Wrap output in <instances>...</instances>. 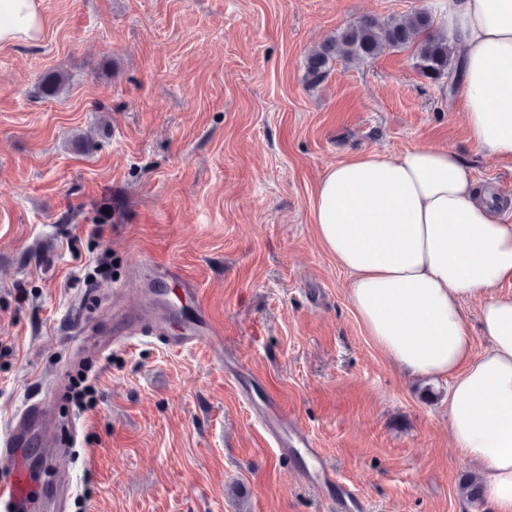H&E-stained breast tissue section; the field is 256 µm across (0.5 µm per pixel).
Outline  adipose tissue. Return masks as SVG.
<instances>
[{"mask_svg":"<svg viewBox=\"0 0 512 512\" xmlns=\"http://www.w3.org/2000/svg\"><path fill=\"white\" fill-rule=\"evenodd\" d=\"M436 26L459 41L455 76L470 141L512 158V0H436ZM39 0H0V46L36 41ZM312 222L351 277L349 300L373 343L409 374L450 381L451 434L512 512V223L453 148L368 152L328 169ZM481 301L476 351L463 312Z\"/></svg>","mask_w":512,"mask_h":512,"instance_id":"ef3b65f1","label":"adipose tissue"}]
</instances>
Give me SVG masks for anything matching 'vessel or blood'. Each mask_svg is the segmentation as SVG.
I'll return each mask as SVG.
<instances>
[{
  "mask_svg": "<svg viewBox=\"0 0 512 512\" xmlns=\"http://www.w3.org/2000/svg\"><path fill=\"white\" fill-rule=\"evenodd\" d=\"M162 273L171 280H181L183 293L193 300L192 313L185 319L177 333H170L164 318L172 303L163 290H156L152 309L139 310L122 318L123 331L96 337L92 345L99 353L135 339L154 338L174 349L209 347L224 342V331L214 322L205 305L203 295L195 288L192 280L184 278L182 272L162 264ZM261 420L267 437L279 455L294 457L296 451H303L310 465L302 471L305 479L322 493L340 512H363L364 504L352 486L337 480L336 475L326 467L320 449L315 448L309 437L288 426V406L278 397L268 398L261 409ZM75 435L74 426H57L51 418L48 404L37 399L26 403L12 418L8 427L0 431V461L9 470L0 478V512H30L33 491L30 487L28 449L40 448L46 457H54L60 448L66 447Z\"/></svg>",
  "mask_w": 512,
  "mask_h": 512,
  "instance_id": "1",
  "label": "vessel or blood"
}]
</instances>
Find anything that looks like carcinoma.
<instances>
[{"instance_id": "carcinoma-1", "label": "carcinoma", "mask_w": 512, "mask_h": 512, "mask_svg": "<svg viewBox=\"0 0 512 512\" xmlns=\"http://www.w3.org/2000/svg\"><path fill=\"white\" fill-rule=\"evenodd\" d=\"M412 45L419 74L435 82L448 78L454 44L448 35L433 30L430 14L419 11L401 22L369 18L336 32L308 55L306 79L311 84L321 82L336 59L358 65L387 49Z\"/></svg>"}]
</instances>
